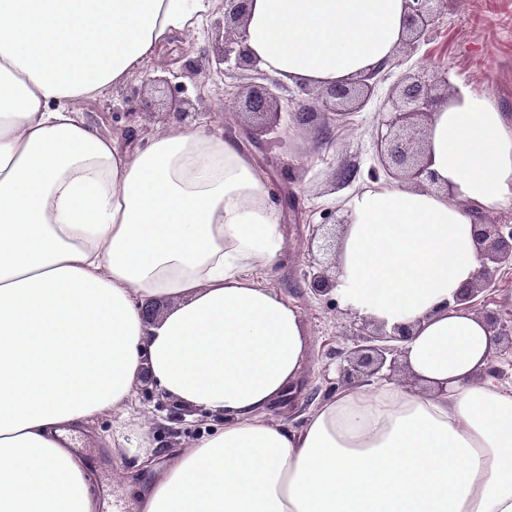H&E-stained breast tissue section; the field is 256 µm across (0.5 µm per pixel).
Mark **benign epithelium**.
Returning a JSON list of instances; mask_svg holds the SVG:
<instances>
[{
    "instance_id": "obj_1",
    "label": "benign epithelium",
    "mask_w": 512,
    "mask_h": 512,
    "mask_svg": "<svg viewBox=\"0 0 512 512\" xmlns=\"http://www.w3.org/2000/svg\"><path fill=\"white\" fill-rule=\"evenodd\" d=\"M406 3L403 44L412 48L429 36L441 17L444 0H406ZM249 4L250 0H224L222 19L217 21L224 25V42L212 49L215 64L220 66L232 60L239 68L253 66L254 61L243 48L244 21ZM383 69L381 65L350 83L326 87L311 101L296 104L290 113L293 126L303 128L324 111L342 112L364 106L374 93L373 78ZM279 88L280 83L270 79L249 84L239 93L240 105L245 112L256 118H270L250 131L254 143L281 114ZM447 100L448 85L441 84L436 78L406 75L394 86L389 118L383 121L386 132L377 135L376 142L377 157L387 175L419 189L448 194V188L440 185L435 172L430 169L427 144L428 122L437 106ZM281 203L287 220L299 222L296 195L290 188L283 189ZM473 234L482 264L455 295V307L464 310L473 309L479 294L494 286L499 271L512 270V228L505 224H475ZM313 268L315 272L310 275L307 288L316 296L328 294L336 287L329 266L315 262ZM483 319L493 336L500 342L507 341V348L512 351V323L503 321L493 312L484 313ZM352 335L360 337L365 344L337 352L341 357L336 368L339 383L359 385L373 378L400 380V373L406 370L404 344L414 335L413 325L400 323L388 330L358 318L353 321Z\"/></svg>"
}]
</instances>
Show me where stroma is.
Here are the masks:
<instances>
[{"label": "stroma", "instance_id": "35a3bbf8", "mask_svg": "<svg viewBox=\"0 0 512 512\" xmlns=\"http://www.w3.org/2000/svg\"><path fill=\"white\" fill-rule=\"evenodd\" d=\"M222 38V28L211 23L200 35L175 39L164 51L168 66L149 62L142 73L103 97L83 102L82 108L102 131L133 145L172 123L166 110L146 111L145 101H185L191 108L187 124L205 121L214 131L239 139L254 161H261L267 152L279 156L280 166L268 181L269 201L277 203L281 188L290 187L298 195L301 219L283 227L286 247L279 265L255 272L254 277L299 307L312 338L303 393L281 403L274 414L280 423L298 427L317 403L341 390L330 371L336 349L350 350L359 343L351 334V316L337 305L334 295L315 297L307 289V250L313 228L342 219L341 205L353 193L388 183L387 175L374 180L370 171L377 164L379 116L389 111L388 99L402 76L423 73L443 78L452 94L463 85L481 86L501 111L512 115V0H447L428 41L413 48L399 47L377 76L374 93L365 106L343 112L332 122L319 117L299 129L290 127L288 119H281L260 146L245 138L249 117L225 111L224 101L236 97L265 72L258 66L225 72L212 66L205 52ZM151 72L167 74L169 82L162 91L145 85L144 76ZM342 167L352 171L351 182L338 178ZM167 400L157 388L148 397L138 390L133 393L131 414L144 421L151 448L188 445L199 430L211 426V418L184 407L179 408L178 419H167L160 408ZM76 434L85 444L83 454L92 467L99 492L98 512H113L116 504L130 512L141 492L150 486L152 473L137 468L136 458L109 447L98 436L81 428Z\"/></svg>", "mask_w": 512, "mask_h": 512}]
</instances>
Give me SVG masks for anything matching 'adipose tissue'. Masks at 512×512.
<instances>
[{
  "mask_svg": "<svg viewBox=\"0 0 512 512\" xmlns=\"http://www.w3.org/2000/svg\"><path fill=\"white\" fill-rule=\"evenodd\" d=\"M220 0H0V512H96L67 428L126 422L142 370L219 419L174 449L137 512H512V386L485 321L451 308L481 265L473 226L512 207V119L467 86L428 125L451 197L355 193L335 295L413 324L410 388H345L298 427L297 305L252 278L284 250L266 175L235 140L174 124L124 147L83 112ZM405 0H252L244 48L270 76L328 87L390 60ZM170 302L155 325L141 307Z\"/></svg>",
  "mask_w": 512,
  "mask_h": 512,
  "instance_id": "ef3b65f1",
  "label": "adipose tissue"
}]
</instances>
